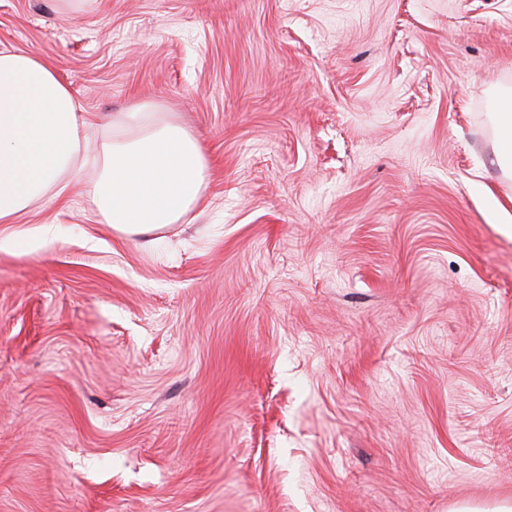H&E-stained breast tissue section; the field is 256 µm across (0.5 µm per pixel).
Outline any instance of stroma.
I'll return each mask as SVG.
<instances>
[{"instance_id": "obj_1", "label": "stroma", "mask_w": 512, "mask_h": 512, "mask_svg": "<svg viewBox=\"0 0 512 512\" xmlns=\"http://www.w3.org/2000/svg\"><path fill=\"white\" fill-rule=\"evenodd\" d=\"M3 48L88 125L0 224V512L512 502V0H0ZM140 104L211 162L146 240L87 192ZM491 119L497 137L496 156L499 169L505 179L512 180V90H504L497 96Z\"/></svg>"}]
</instances>
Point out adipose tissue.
Instances as JSON below:
<instances>
[{"label":"adipose tissue","instance_id":"adipose-tissue-1","mask_svg":"<svg viewBox=\"0 0 512 512\" xmlns=\"http://www.w3.org/2000/svg\"><path fill=\"white\" fill-rule=\"evenodd\" d=\"M496 156L512 180V90L491 114ZM84 119L70 89L30 53L0 49V224L54 187L81 148ZM112 139L91 195L102 223L133 236L179 223L203 199L210 162L197 138L165 113L141 105L108 121Z\"/></svg>","mask_w":512,"mask_h":512}]
</instances>
